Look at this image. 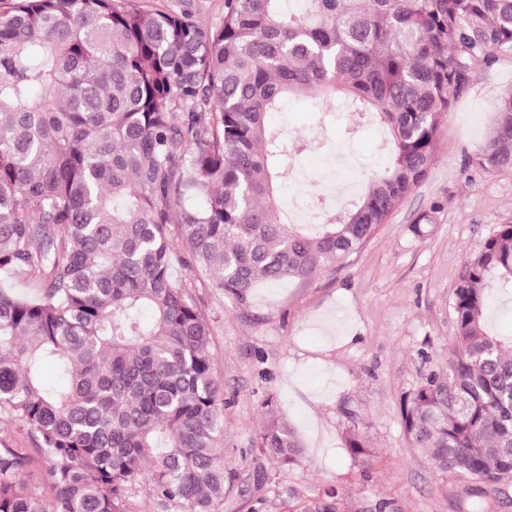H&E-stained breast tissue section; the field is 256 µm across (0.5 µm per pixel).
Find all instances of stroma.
Here are the masks:
<instances>
[{
  "label": "stroma",
  "mask_w": 512,
  "mask_h": 512,
  "mask_svg": "<svg viewBox=\"0 0 512 512\" xmlns=\"http://www.w3.org/2000/svg\"><path fill=\"white\" fill-rule=\"evenodd\" d=\"M512 93V51L479 64L469 93L442 122L428 180L350 262L313 281L255 288L248 304L206 285L189 264L174 273L207 318L214 373L223 387L224 464L234 471L221 512H307L325 492L339 512H464L465 482L437 471L401 426L400 405L445 368L455 336L452 298L466 258L492 229L512 224V170L487 173L470 159L491 133L494 111ZM275 123L292 136L317 132L305 98L284 100ZM377 124L351 141L353 162L324 179L350 198L365 170L384 166ZM432 213L422 236L410 226ZM288 422L303 452L284 469L257 449L269 419ZM367 439L362 462L344 447L348 429ZM266 481L255 485L254 474Z\"/></svg>",
  "instance_id": "obj_1"
}]
</instances>
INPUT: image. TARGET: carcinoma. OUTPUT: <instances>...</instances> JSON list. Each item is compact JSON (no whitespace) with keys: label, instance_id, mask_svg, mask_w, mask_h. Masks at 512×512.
Returning <instances> with one entry per match:
<instances>
[{"label":"carcinoma","instance_id":"1","mask_svg":"<svg viewBox=\"0 0 512 512\" xmlns=\"http://www.w3.org/2000/svg\"><path fill=\"white\" fill-rule=\"evenodd\" d=\"M512 51V0H0V410L34 438L0 448V512H131L136 485L179 512H217L235 480L218 442L224 399L210 326L172 274L179 240L209 286L248 303L260 283L343 265L430 174L443 118L475 66ZM305 96L321 134L269 115ZM386 131L389 161L349 210L289 224L278 179L327 147L329 110ZM512 169V93L471 159ZM512 293V224L463 265L448 366L403 400L401 423L434 468L469 487L467 512L512 487V339L487 324ZM65 378L49 384L45 368ZM258 447L284 469L295 429ZM345 448L371 456L351 430Z\"/></svg>","mask_w":512,"mask_h":512}]
</instances>
